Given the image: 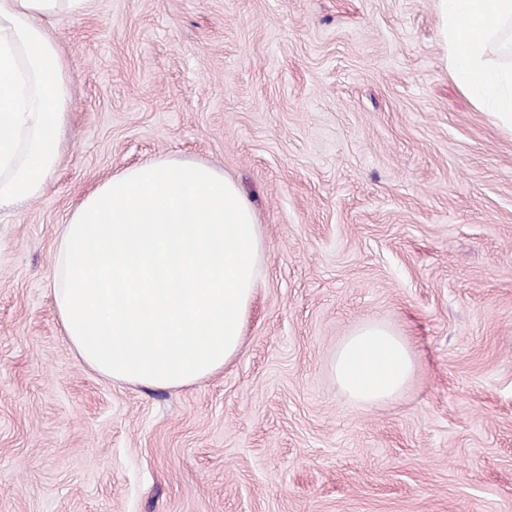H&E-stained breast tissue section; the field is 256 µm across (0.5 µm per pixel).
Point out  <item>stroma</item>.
<instances>
[{
    "mask_svg": "<svg viewBox=\"0 0 512 512\" xmlns=\"http://www.w3.org/2000/svg\"><path fill=\"white\" fill-rule=\"evenodd\" d=\"M434 0H89L46 27L74 104L0 213V512H512V132L450 76ZM160 154L238 181L266 265L240 353L178 390L98 375L54 306L61 224ZM376 321L415 357L366 407ZM333 369L336 384L350 401L374 407L403 390L414 360L403 336L382 324L366 322L339 344Z\"/></svg>",
    "mask_w": 512,
    "mask_h": 512,
    "instance_id": "stroma-1",
    "label": "stroma"
}]
</instances>
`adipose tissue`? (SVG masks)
Returning <instances> with one entry per match:
<instances>
[{
  "mask_svg": "<svg viewBox=\"0 0 512 512\" xmlns=\"http://www.w3.org/2000/svg\"><path fill=\"white\" fill-rule=\"evenodd\" d=\"M88 0H0V211L42 195L73 105L61 45L45 28ZM452 78L512 130V66L488 50L512 29V0H435ZM265 246L254 208L210 165L158 156L102 180L63 224L52 256L62 332L81 362L154 389L193 385L240 351ZM336 383L374 407L406 386L403 336L367 322L337 347Z\"/></svg>",
  "mask_w": 512,
  "mask_h": 512,
  "instance_id": "obj_1",
  "label": "adipose tissue"
}]
</instances>
